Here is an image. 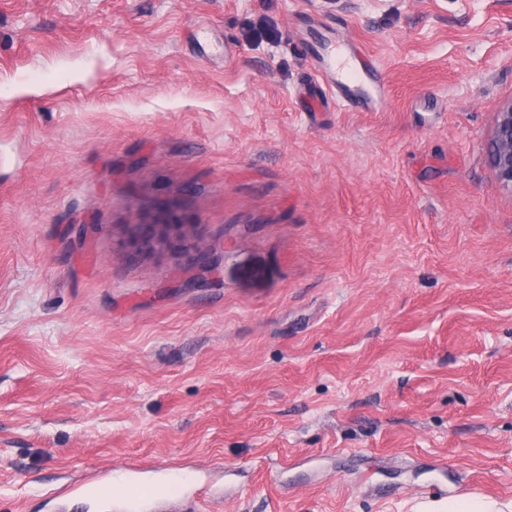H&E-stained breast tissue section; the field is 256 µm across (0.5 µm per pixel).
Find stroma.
Listing matches in <instances>:
<instances>
[{
	"mask_svg": "<svg viewBox=\"0 0 512 512\" xmlns=\"http://www.w3.org/2000/svg\"><path fill=\"white\" fill-rule=\"evenodd\" d=\"M346 42L382 104L303 111ZM511 101L512 0H0V512L139 461L200 512L512 501ZM489 156L497 180L512 191V102L498 112ZM165 219L150 224H136L128 244L132 250L165 246L177 242L184 235V225L178 223L173 207L164 211Z\"/></svg>",
	"mask_w": 512,
	"mask_h": 512,
	"instance_id": "35a3bbf8",
	"label": "stroma"
}]
</instances>
